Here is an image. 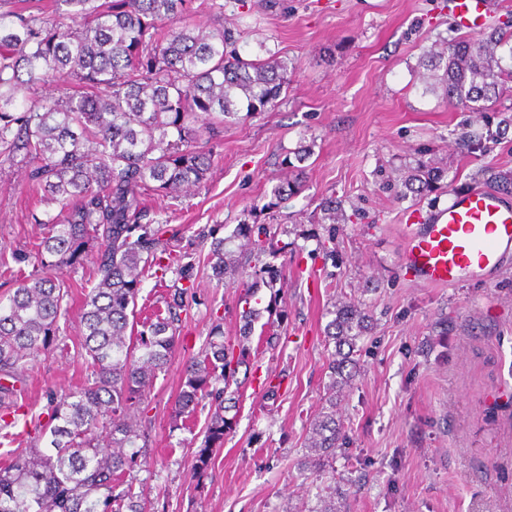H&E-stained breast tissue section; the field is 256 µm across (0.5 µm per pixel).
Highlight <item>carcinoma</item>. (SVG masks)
Here are the masks:
<instances>
[{"label": "carcinoma", "mask_w": 512, "mask_h": 512, "mask_svg": "<svg viewBox=\"0 0 512 512\" xmlns=\"http://www.w3.org/2000/svg\"><path fill=\"white\" fill-rule=\"evenodd\" d=\"M30 0H0V166L22 158L28 187L50 210L35 219L44 226L36 253L38 269L13 279L0 299V431L17 426L24 390L16 383L24 366L61 348L58 320L73 283L63 276L97 252L99 279L81 305L84 384L51 391L48 421L32 418L29 446L14 448L0 462V512H147L134 492L131 473L152 445L142 427L145 401L156 373L169 362L180 311L196 264L173 255L165 230L142 223L143 193L169 196L206 186L213 152L200 141L224 132V123L264 112L288 87L292 60L276 53L252 59L224 30L189 23L194 0H54L53 13ZM87 24L77 29L68 20ZM420 65L430 71L423 94L443 95L451 105L482 112L512 81V31L493 27L476 37L439 38ZM53 78L77 88L62 96L39 92ZM440 175L414 174L400 196L437 190ZM220 226L203 228L206 265L219 283L243 262L224 260ZM174 276L156 316L134 332L138 294L146 270ZM188 286H182V282ZM329 323L337 358L331 374L342 375L365 314L352 303ZM251 327L237 342H224V316L213 315L201 353L185 365L174 403L180 419L209 406L194 470H207L224 445L232 420L224 416V392L250 355ZM12 416L6 420V416ZM340 431L332 413L312 423L310 448L336 453ZM126 484L113 494L112 482Z\"/></svg>", "instance_id": "cac0c4a2"}]
</instances>
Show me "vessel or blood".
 <instances>
[{
    "label": "vessel or blood",
    "instance_id": "vessel-or-blood-1",
    "mask_svg": "<svg viewBox=\"0 0 512 512\" xmlns=\"http://www.w3.org/2000/svg\"><path fill=\"white\" fill-rule=\"evenodd\" d=\"M487 8V0L451 2L457 26L467 32L482 28ZM511 255L512 200L477 187L454 194L423 223L409 225L402 259L417 281L448 287L491 277Z\"/></svg>",
    "mask_w": 512,
    "mask_h": 512
}]
</instances>
